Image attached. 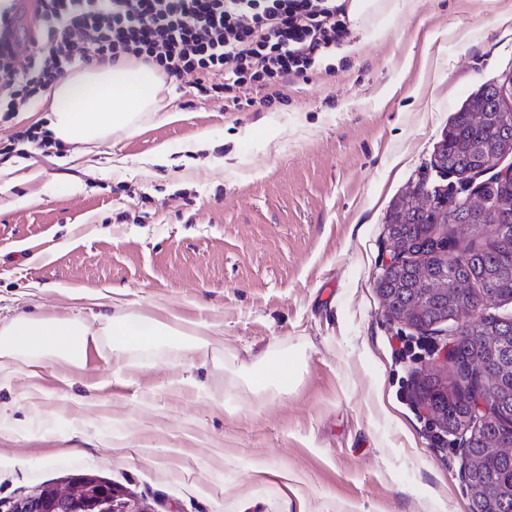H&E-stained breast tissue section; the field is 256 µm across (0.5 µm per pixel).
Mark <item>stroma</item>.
<instances>
[{
  "label": "stroma",
  "instance_id": "35a3bbf8",
  "mask_svg": "<svg viewBox=\"0 0 512 512\" xmlns=\"http://www.w3.org/2000/svg\"><path fill=\"white\" fill-rule=\"evenodd\" d=\"M347 42L271 109L168 82L78 158L27 141L42 100L0 119V324L89 316L82 291L214 322L204 360L93 350L73 384L1 383L0 504L92 472L148 512H471L462 436L422 400L461 326L391 319L376 284L394 203L448 183L455 113L486 84L512 107V0H417ZM284 351L298 386L256 391L245 368Z\"/></svg>",
  "mask_w": 512,
  "mask_h": 512
}]
</instances>
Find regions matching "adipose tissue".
<instances>
[{
  "label": "adipose tissue",
  "instance_id": "adipose-tissue-1",
  "mask_svg": "<svg viewBox=\"0 0 512 512\" xmlns=\"http://www.w3.org/2000/svg\"><path fill=\"white\" fill-rule=\"evenodd\" d=\"M165 77L152 64L136 59L101 61L67 73L47 98L48 128L69 146H100L113 134L138 131L146 113L157 111ZM205 319H190L165 307L153 314L120 303L88 318L21 314L0 326V375H34L37 367L61 368L63 382L83 370L88 349L104 353L131 349L163 352L176 363L193 354L207 358L210 340ZM252 379L276 389L295 388L300 361L281 354L262 358Z\"/></svg>",
  "mask_w": 512,
  "mask_h": 512
}]
</instances>
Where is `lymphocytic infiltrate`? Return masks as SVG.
I'll list each match as a JSON object with an SVG mask.
<instances>
[{
	"mask_svg": "<svg viewBox=\"0 0 512 512\" xmlns=\"http://www.w3.org/2000/svg\"><path fill=\"white\" fill-rule=\"evenodd\" d=\"M42 24L24 70L15 67V0H0V112H17L75 63L134 57L198 93L235 99L304 74L348 38L336 0H41ZM223 82H216V75Z\"/></svg>",
	"mask_w": 512,
	"mask_h": 512,
	"instance_id": "lymphocytic-infiltrate-1",
	"label": "lymphocytic infiltrate"
}]
</instances>
